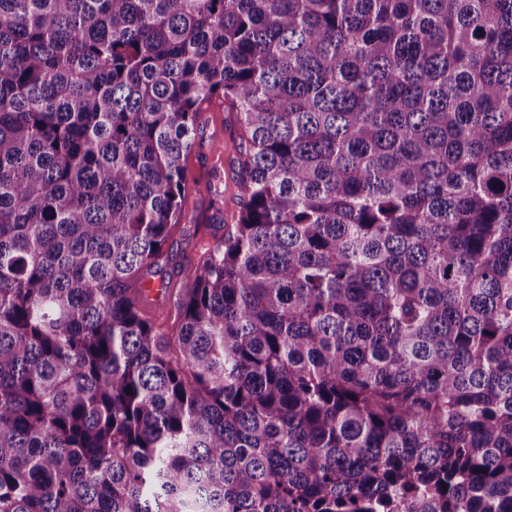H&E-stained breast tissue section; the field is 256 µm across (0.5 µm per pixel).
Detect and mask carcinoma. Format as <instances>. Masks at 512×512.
<instances>
[{
    "label": "carcinoma",
    "instance_id": "cac0c4a2",
    "mask_svg": "<svg viewBox=\"0 0 512 512\" xmlns=\"http://www.w3.org/2000/svg\"><path fill=\"white\" fill-rule=\"evenodd\" d=\"M0 512H512V0H0ZM224 99L214 97L202 106L196 145L186 158L189 180L182 201L184 218L170 239L165 257L147 278L156 286L169 282L171 291L191 274L209 243L224 236L238 219L234 154L229 150L237 124L233 112L224 109ZM217 195V196H216ZM194 224H200L193 235Z\"/></svg>",
    "mask_w": 512,
    "mask_h": 512
}]
</instances>
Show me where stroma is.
<instances>
[{
    "label": "stroma",
    "instance_id": "stroma-1",
    "mask_svg": "<svg viewBox=\"0 0 512 512\" xmlns=\"http://www.w3.org/2000/svg\"><path fill=\"white\" fill-rule=\"evenodd\" d=\"M199 122L196 145L186 158L184 229L170 239L159 267L149 276L156 286L166 282L180 287L207 245L223 237L238 219L236 172L229 149L237 129L236 116L217 96L203 104Z\"/></svg>",
    "mask_w": 512,
    "mask_h": 512
}]
</instances>
